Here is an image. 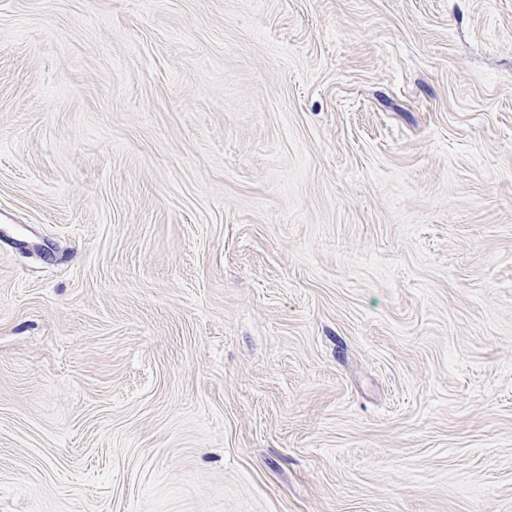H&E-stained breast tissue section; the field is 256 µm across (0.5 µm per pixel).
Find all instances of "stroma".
Masks as SVG:
<instances>
[{"instance_id": "obj_1", "label": "stroma", "mask_w": 512, "mask_h": 512, "mask_svg": "<svg viewBox=\"0 0 512 512\" xmlns=\"http://www.w3.org/2000/svg\"><path fill=\"white\" fill-rule=\"evenodd\" d=\"M0 512H512V0H0Z\"/></svg>"}]
</instances>
